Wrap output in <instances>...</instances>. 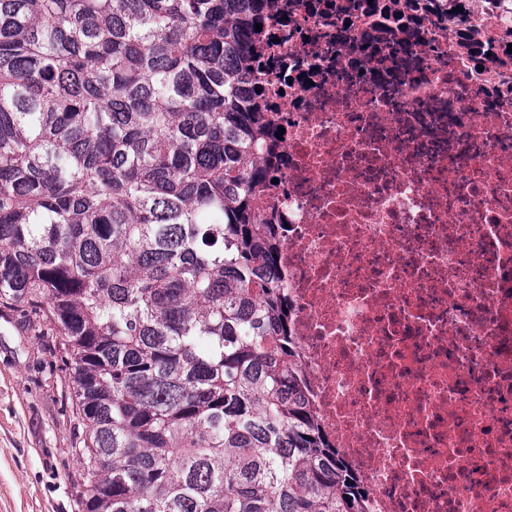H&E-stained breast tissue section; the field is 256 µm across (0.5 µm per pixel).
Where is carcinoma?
Instances as JSON below:
<instances>
[{"label":"carcinoma","mask_w":512,"mask_h":512,"mask_svg":"<svg viewBox=\"0 0 512 512\" xmlns=\"http://www.w3.org/2000/svg\"><path fill=\"white\" fill-rule=\"evenodd\" d=\"M264 2L0 0V305L63 336L82 512H369L252 205Z\"/></svg>","instance_id":"obj_1"}]
</instances>
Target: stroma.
I'll return each mask as SVG.
<instances>
[{
  "mask_svg": "<svg viewBox=\"0 0 512 512\" xmlns=\"http://www.w3.org/2000/svg\"><path fill=\"white\" fill-rule=\"evenodd\" d=\"M62 338L0 306V512H79Z\"/></svg>",
  "mask_w": 512,
  "mask_h": 512,
  "instance_id": "35a3bbf8",
  "label": "stroma"
}]
</instances>
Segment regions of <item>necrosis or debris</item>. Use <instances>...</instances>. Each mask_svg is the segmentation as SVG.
<instances>
[{"instance_id":"obj_1","label":"necrosis or debris","mask_w":512,"mask_h":512,"mask_svg":"<svg viewBox=\"0 0 512 512\" xmlns=\"http://www.w3.org/2000/svg\"><path fill=\"white\" fill-rule=\"evenodd\" d=\"M266 11L286 139L254 208L318 421L370 512H512V0Z\"/></svg>"}]
</instances>
